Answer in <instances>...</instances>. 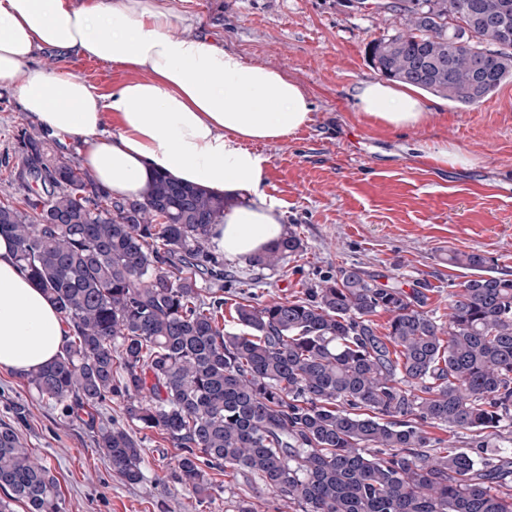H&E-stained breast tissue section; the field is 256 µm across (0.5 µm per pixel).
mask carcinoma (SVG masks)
<instances>
[{
    "instance_id": "carcinoma-1",
    "label": "carcinoma",
    "mask_w": 512,
    "mask_h": 512,
    "mask_svg": "<svg viewBox=\"0 0 512 512\" xmlns=\"http://www.w3.org/2000/svg\"><path fill=\"white\" fill-rule=\"evenodd\" d=\"M404 28L373 39L382 76L479 105L512 79V0H389ZM15 181L50 187L0 197V233L57 307L69 339L27 384L73 416L121 404L125 424L90 422L113 473L143 479L142 431L180 451L175 478L201 497L211 472L259 477L299 512H512V278L478 252H448L471 271L448 321L424 296L343 268L303 296L237 303L220 324L224 281L211 226L224 197L157 175L117 201L44 136L15 134ZM304 249L287 229L252 263L276 273ZM390 316L376 334L372 317ZM470 433L468 448L433 454L421 423ZM63 512L50 466L0 422V512Z\"/></svg>"
}]
</instances>
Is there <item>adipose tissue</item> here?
Instances as JSON below:
<instances>
[{
  "mask_svg": "<svg viewBox=\"0 0 512 512\" xmlns=\"http://www.w3.org/2000/svg\"><path fill=\"white\" fill-rule=\"evenodd\" d=\"M186 21L166 0H0V88L14 90L47 133L82 143V163L114 198L143 195L158 173L223 196L228 205L213 242L225 258L243 261L283 234L282 211L260 190L265 159L251 145L293 134L312 107L278 69L245 63L204 36L174 35ZM48 50L137 77L103 94L80 77L35 66ZM355 99L393 129L431 117L409 92L382 81L361 83ZM66 336L1 233L0 368L29 373L51 361Z\"/></svg>",
  "mask_w": 512,
  "mask_h": 512,
  "instance_id": "ef3b65f1",
  "label": "adipose tissue"
}]
</instances>
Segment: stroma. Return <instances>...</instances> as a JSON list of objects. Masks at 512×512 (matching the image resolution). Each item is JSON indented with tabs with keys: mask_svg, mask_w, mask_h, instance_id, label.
Instances as JSON below:
<instances>
[{
	"mask_svg": "<svg viewBox=\"0 0 512 512\" xmlns=\"http://www.w3.org/2000/svg\"><path fill=\"white\" fill-rule=\"evenodd\" d=\"M169 3L193 19L178 35H210L245 62L281 70L313 105L307 125L257 147L267 159L263 189L281 203L285 223L305 248L274 275L225 261V269L259 280L253 288L225 282L219 295L227 305L290 299L354 264L406 293L422 292L427 310L444 322L468 278L449 265V250L485 253L498 272L512 275V82L470 109L417 91L433 119L393 130L360 112L354 93L377 79L367 45L401 29L398 13L375 10V0L357 7L350 0ZM36 64L103 93L135 77L117 65L51 53ZM30 124L18 96L0 89V195L24 196L10 169L19 162L14 136ZM443 145L459 150L464 162L436 161ZM20 407L26 413L20 433L54 469L65 512H236L242 500L254 512H296L284 497L258 492L257 479L244 471L215 473L211 496L198 497L174 480L179 451L154 432L144 440L142 481L127 484L95 448L85 422L62 420L25 377L0 368V420Z\"/></svg>",
	"mask_w": 512,
	"mask_h": 512,
	"instance_id": "obj_1",
	"label": "stroma"
}]
</instances>
